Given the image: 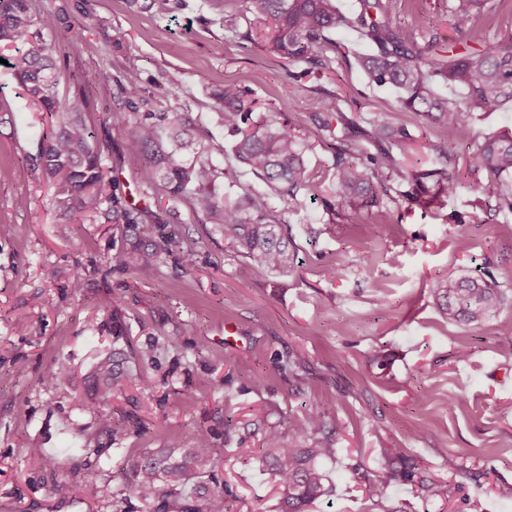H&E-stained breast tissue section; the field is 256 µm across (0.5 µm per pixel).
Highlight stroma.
<instances>
[{
  "label": "stroma",
  "mask_w": 512,
  "mask_h": 512,
  "mask_svg": "<svg viewBox=\"0 0 512 512\" xmlns=\"http://www.w3.org/2000/svg\"><path fill=\"white\" fill-rule=\"evenodd\" d=\"M31 5L57 19L40 39L55 47L60 100L86 95L87 124L127 205L156 218V236L176 243L154 278L141 281L119 262L114 226L60 223L37 159L49 118L4 65L14 49L0 51V512H163L128 486L126 461L170 441L193 447L203 430L232 512H277L260 432L288 412L319 415L337 450L324 465L334 492L310 512H512V500L493 492L512 484V214L495 212L486 175L467 165L475 136L512 126V108L477 114L465 129L427 124L401 111L393 87L368 81L357 57L371 47L354 33L331 34L346 56L288 64L250 42L264 23L243 0H167L162 10L150 0ZM228 12L237 15L232 30ZM421 17L454 41L448 0H411L396 22L410 27ZM131 72L143 90L132 102L122 92ZM227 82L250 90L256 117L276 109L310 146L305 185L283 216L298 252L287 276L247 271L189 199H171L150 165L123 161L121 119L169 112L185 118L216 169L234 163L233 138L213 104ZM330 95L360 121L385 117L406 128L407 168L440 167L433 144L456 143L458 195L427 206L388 203L394 229L376 238L365 232L374 212L331 208L334 139L314 120ZM184 244L195 250L189 269ZM476 275L503 292L500 312L479 326L448 322L434 284ZM115 298L133 348L163 338L173 346L140 366L142 385L113 389L108 431L82 389L46 379L62 365L86 373L111 349ZM461 345L469 355L459 362ZM294 353L307 362L304 377L286 365ZM422 421L427 431L414 434ZM382 448L401 449L442 494L394 481L382 498L366 499L363 479Z\"/></svg>",
  "instance_id": "1"
}]
</instances>
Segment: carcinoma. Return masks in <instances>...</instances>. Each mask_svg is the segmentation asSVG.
Returning <instances> with one entry per match:
<instances>
[{
  "instance_id": "1",
  "label": "carcinoma",
  "mask_w": 512,
  "mask_h": 512,
  "mask_svg": "<svg viewBox=\"0 0 512 512\" xmlns=\"http://www.w3.org/2000/svg\"><path fill=\"white\" fill-rule=\"evenodd\" d=\"M405 0H356L345 14L332 0H244L246 10L271 24L264 49L288 63L309 62L314 56L342 54V45L330 38L331 32H353L373 46V52L359 58L368 80L390 85L398 92L401 108L447 128L470 126L476 112H497L512 103V36L494 38L472 47L468 45L479 19L491 17L506 8L512 13V0H448L455 44H445L438 32L418 21L413 28L394 22ZM55 27L47 16H36L29 0H0V45L30 49L8 60L27 97L51 119L49 133L39 143L38 156L43 175L53 189L58 216L67 224H81L99 216L106 224L122 225L124 266L141 278H152L158 269L161 251L169 241L155 239L154 227L146 223L145 212L125 204L119 181L110 176L94 135L86 123L85 97L68 104L57 98L53 46L34 43L41 29ZM464 91L460 99L440 95L434 83ZM224 129L236 136V164L224 168V183H240L241 171L252 173L275 189L279 199L290 205L305 182V154L296 134L277 121L266 118L253 126L247 92L227 82L214 95ZM323 112L336 117L339 136L334 144L336 208L357 213L376 208L372 234L389 228V214L383 199L400 197L411 204L422 203V190L431 182L438 193L451 197L461 182L447 168L410 170L395 151L409 133L391 123L376 119L363 127L331 97ZM126 142V162L132 167L148 163L155 167L160 181L173 199L190 197L195 212L205 216L256 273L275 271L286 274L296 264V250L282 224L267 203L250 193L235 201L220 197L213 186L218 178L209 160L181 153L191 151L185 125L178 113L143 112L126 120L119 128ZM472 170L484 172L494 184L497 210L512 213V131L476 138L469 144ZM408 184L410 190L400 186ZM434 291L442 299L441 310L450 321L481 324L501 309L504 296L494 285L475 278L444 279ZM111 309L112 353L101 358L93 371L83 377L87 407L97 413L100 424L112 427V413L101 409V401L120 382L135 384L137 373L131 359L153 362L166 349L158 341L132 352L128 345V325L122 304L113 300ZM77 378L69 366L61 365L47 382L70 386ZM282 423L306 444L285 445L279 432L269 429L262 438V466L273 477L279 493L280 512H309L310 506L328 496L331 486L322 463L335 458L336 449L316 415L302 420L288 414ZM382 463L367 479L363 493L372 500L382 496L385 487L401 479L432 493L435 485L418 468L406 462L399 448L380 450ZM213 463L210 437L201 432L195 447L182 448L170 443L164 448H145L125 469L128 485L144 500L160 494L175 499L174 512H229L232 491L217 488L205 480Z\"/></svg>"
}]
</instances>
